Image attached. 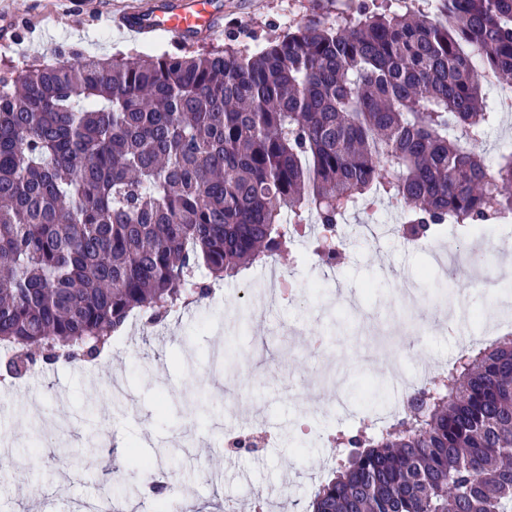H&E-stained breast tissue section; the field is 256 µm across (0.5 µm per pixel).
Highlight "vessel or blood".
I'll list each match as a JSON object with an SVG mask.
<instances>
[{"mask_svg": "<svg viewBox=\"0 0 512 512\" xmlns=\"http://www.w3.org/2000/svg\"><path fill=\"white\" fill-rule=\"evenodd\" d=\"M223 17L219 0H125L108 19L131 36L150 40L163 34L180 44L210 38Z\"/></svg>", "mask_w": 512, "mask_h": 512, "instance_id": "obj_1", "label": "vessel or blood"}]
</instances>
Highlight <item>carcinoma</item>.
Here are the masks:
<instances>
[{"label": "carcinoma", "instance_id": "cac0c4a2", "mask_svg": "<svg viewBox=\"0 0 512 512\" xmlns=\"http://www.w3.org/2000/svg\"><path fill=\"white\" fill-rule=\"evenodd\" d=\"M481 66H476V63ZM512 83V0H380L250 51L83 56L0 78V345L95 363L137 316L201 302L383 201L405 237L512 213V152L472 150ZM207 278L208 282L201 281ZM350 447L309 512H512V334L409 394ZM402 390L404 392L401 396L392 398L390 405L375 414V418L372 420V424L379 431H382L385 426H387L390 422H392L405 411L407 406V393L409 391L406 389Z\"/></svg>", "mask_w": 512, "mask_h": 512}]
</instances>
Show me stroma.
Returning <instances> with one entry per match:
<instances>
[{"instance_id":"1","label":"stroma","mask_w":512,"mask_h":512,"mask_svg":"<svg viewBox=\"0 0 512 512\" xmlns=\"http://www.w3.org/2000/svg\"><path fill=\"white\" fill-rule=\"evenodd\" d=\"M112 0H0L11 19L16 40L0 45V74L38 64H70L82 56L110 58L171 50L165 36L149 42L115 32L102 12ZM313 13L312 0H224V30L198 42L197 50L232 44L255 48L287 31ZM341 273L315 263L311 250H293L277 263L296 282L294 300L269 308L265 299L266 267L256 266L226 279L219 299L182 312L159 333L143 336L129 326L111 352L93 365H37L16 382L0 380V512H74L77 501L97 495L106 484L107 461L120 463L130 501L143 498L140 467L127 460L128 448L151 461L156 481L174 493L207 503L236 498L242 512L254 503L270 512H306L313 488L336 464L332 445L313 443L295 457V439L288 424L296 415L316 420L322 398L305 397L299 388L312 365L305 346L311 336L333 335L329 362L343 378L344 396L356 403L366 420L386 401V393L361 397L371 375L362 353L381 342L403 352L402 365L411 375L430 363L447 360L457 341L487 327L486 293L469 288L448 295L438 277L427 276L425 254L408 250L401 239L376 244L349 237ZM416 279L427 302L425 319L412 334L390 336L393 319H406L399 288ZM462 310L456 329L433 316L443 303ZM122 373L136 397L123 407L110 401L103 382ZM65 400H58V388ZM109 407L104 449L82 460L67 491H60L59 460L52 449L34 454L31 434L52 419L69 418L88 408ZM261 409L277 431V447L259 457H228L222 431L230 423L251 421ZM179 445L202 447L186 459L166 458L160 451Z\"/></svg>"}]
</instances>
